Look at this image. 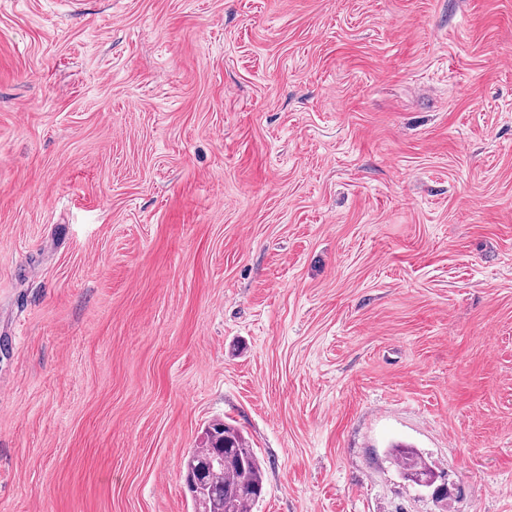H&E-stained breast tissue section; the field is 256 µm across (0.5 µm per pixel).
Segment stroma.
<instances>
[{
  "label": "stroma",
  "instance_id": "1",
  "mask_svg": "<svg viewBox=\"0 0 512 512\" xmlns=\"http://www.w3.org/2000/svg\"><path fill=\"white\" fill-rule=\"evenodd\" d=\"M215 420L255 512H512V0H0V512ZM396 458L404 471L406 479L419 486L431 487L419 484V480L426 476H430L434 479V473L417 452L409 449L398 450Z\"/></svg>",
  "mask_w": 512,
  "mask_h": 512
}]
</instances>
